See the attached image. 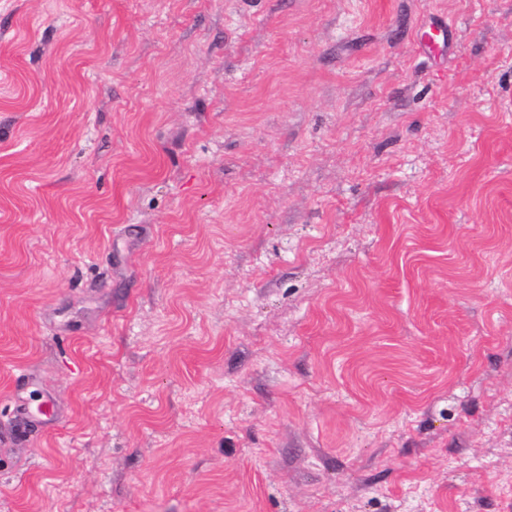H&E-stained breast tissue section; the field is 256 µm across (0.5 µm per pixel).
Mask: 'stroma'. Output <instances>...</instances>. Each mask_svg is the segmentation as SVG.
I'll list each match as a JSON object with an SVG mask.
<instances>
[{"label": "stroma", "mask_w": 512, "mask_h": 512, "mask_svg": "<svg viewBox=\"0 0 512 512\" xmlns=\"http://www.w3.org/2000/svg\"><path fill=\"white\" fill-rule=\"evenodd\" d=\"M0 512H512V0H0Z\"/></svg>", "instance_id": "obj_1"}]
</instances>
